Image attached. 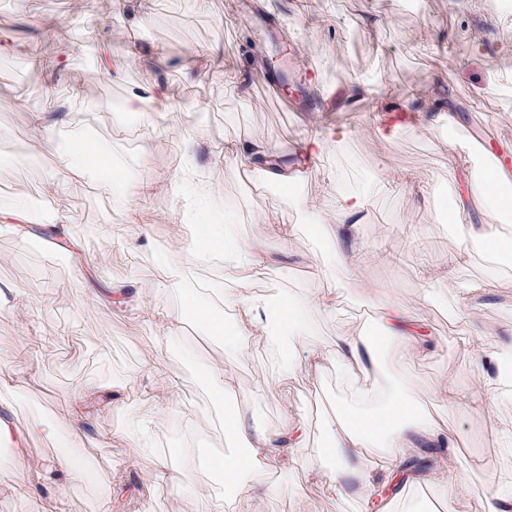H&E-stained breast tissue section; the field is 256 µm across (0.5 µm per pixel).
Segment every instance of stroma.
Listing matches in <instances>:
<instances>
[{"label": "stroma", "mask_w": 512, "mask_h": 512, "mask_svg": "<svg viewBox=\"0 0 512 512\" xmlns=\"http://www.w3.org/2000/svg\"><path fill=\"white\" fill-rule=\"evenodd\" d=\"M0 0V207L11 206L12 188L40 193L50 177H67L65 197L79 205L64 211L70 236L80 249L77 261L57 263L47 239L18 242L0 230V377L22 373L25 386L0 388V420L18 427L21 446L0 445L1 455L25 448L33 460L54 455L55 445L34 432L49 421L68 432L71 404L82 394L100 393L121 404V411L97 410L87 429L85 450L102 476L101 482L62 484L52 479L31 490L0 468V512H32L34 493H63L67 512H189L183 492L155 488L146 467L132 463L128 439L139 417H154L158 445L168 448L171 435L202 455L232 451L224 432L229 403L211 391L204 370L187 356L200 345L223 362L224 373L249 394L247 412L268 427L285 418L305 423L309 446L322 447L320 400L341 396L333 371L320 385L297 373L287 385L273 384L282 359L262 336L252 338L243 353L228 356L218 337L199 340L187 322L184 337L163 347L159 329L138 304L85 306L73 279L77 262L91 266L101 283L118 278L132 286L168 284L166 309L186 316L182 289L205 281L231 283L236 269L221 263L187 265L184 255H162L183 229L182 201L187 190L178 181L184 155L212 171L221 209L232 210L236 231L249 237L263 232L272 248L267 269L257 283L264 293L282 289L296 293L334 290L336 311L309 314V343L326 344L341 335L364 332L376 305L367 290L379 287L393 300L412 308L426 325L427 348L416 355L404 382L410 392H433L446 378L469 384L479 353L512 350V267L504 268L496 293L473 300L467 323L452 310L459 289L486 274L481 254L471 255L455 277L440 270L458 246L465 224L437 223L444 205L442 186L448 158L466 162L474 177L493 163L512 166V106L507 105L498 72L512 74V10L496 0H421L419 11L406 0H205L201 8L180 0ZM69 36L48 44V29ZM476 32L480 42L463 46L460 35ZM194 56H186V48ZM288 65L302 76V93L277 97L266 85L270 74ZM24 66L27 85L14 82ZM244 77L246 94L229 87ZM370 78L379 93L353 101L343 90ZM135 88L165 91L172 105L153 129L128 138L114 134L99 113L86 122L99 126L113 152L130 155L140 176L162 184V194L139 203L127 216L123 201L105 198L84 178L66 174L61 153L36 137L31 115L71 114L85 105L110 107L124 102ZM457 102L452 121L441 113L412 116L432 96ZM339 128L353 138L332 149L330 161L340 172L336 187L316 176V160L304 148ZM260 133L291 166H303L301 196L267 192L249 182V173L234 161H219L224 144ZM189 147H182V140ZM413 175L419 194L398 187L370 200L360 220L368 253L355 271L328 268L320 244L307 227L302 197H325L364 188L373 179ZM145 226L148 242L132 253L122 241L129 222ZM298 227L281 242L283 225ZM108 246L107 260L99 249ZM179 377L180 397L187 403L185 425L171 432L168 411L143 397L144 385L164 387ZM444 419L460 431V458L480 459L483 472L459 473L453 512L473 506L499 487L512 483V460L500 456L499 431L512 424V400H487L478 414L447 405ZM275 494L261 496L257 512H359L358 498L344 502L329 489L328 478L294 487L297 473L278 474Z\"/></svg>", "instance_id": "obj_1"}]
</instances>
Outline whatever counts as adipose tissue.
Wrapping results in <instances>:
<instances>
[{
	"label": "adipose tissue",
	"instance_id": "1",
	"mask_svg": "<svg viewBox=\"0 0 512 512\" xmlns=\"http://www.w3.org/2000/svg\"><path fill=\"white\" fill-rule=\"evenodd\" d=\"M276 150L260 134L229 143L225 156L234 158L243 166L260 167L268 180L282 187L294 184L296 176L284 169L259 166V158L275 155ZM391 186L381 178L369 191L343 193L335 205L325 200L308 198L303 207L318 238L326 244L329 258L343 270L358 265L364 256L359 235V219L370 194L382 193ZM480 205L497 214L512 213V169L496 167L485 178L460 182L456 162L448 164V196L444 221L461 222L469 204ZM480 251L488 264H495L498 256L512 253V231L501 224H483L468 228L459 241V250L450 257L449 267L473 251ZM192 262L209 259H231L234 267L243 271V278L217 289L186 293V301L196 310L201 335L220 336L224 350L239 354L249 339L261 334L274 338L288 349H304L305 367L312 378H319L326 365H334L336 374L349 384L336 409L323 422L326 444L309 459L296 456V449L306 447L307 428L302 423H283L273 430L259 424H247L241 411L224 417V430L236 445L235 451L211 457L207 463L209 480L192 486L188 496L193 512H254L253 504L258 488L273 491V484H260L257 475L262 471L281 474L288 469L301 468L310 480H317L322 469L331 472L330 489L337 498L347 496L348 486L354 485L362 493L364 512H421L409 499L393 505L380 490L389 486L397 475L406 448L413 440L422 441L430 448H445L456 452L457 435L443 426L437 408L442 400L469 408L479 407L485 395L512 398V389L502 388L499 376V357L480 354L474 374L475 391L461 388L456 381H444L436 395L419 399L405 391L396 382L381 389H370L357 382L364 367L377 363V344L385 342L384 355L394 373H402L408 359L422 351L425 344L419 332V321L411 310L385 297L382 289H371L380 315L379 339L364 334L336 337L328 344L307 346L304 336L309 333L307 313L316 310L329 315L336 309L333 293L319 292L309 296L282 292L269 296L257 291L251 278L253 272L265 268L268 247L264 235L246 240L235 231L233 219L222 224H207L196 234L187 252ZM224 307L222 318L213 315V302ZM75 438L68 447L42 465H30L23 455H15L10 466L19 475L22 484H39L45 475H64L70 481L89 479L91 468L81 450L78 438L84 425L91 419V408L86 397H77L73 407ZM157 426L142 419L136 424L129 445L137 461L150 469L153 483L160 489H177L182 485L184 468L194 466L193 449L179 451L180 464H173L155 448ZM221 492H214V485Z\"/></svg>",
	"mask_w": 512,
	"mask_h": 512
}]
</instances>
